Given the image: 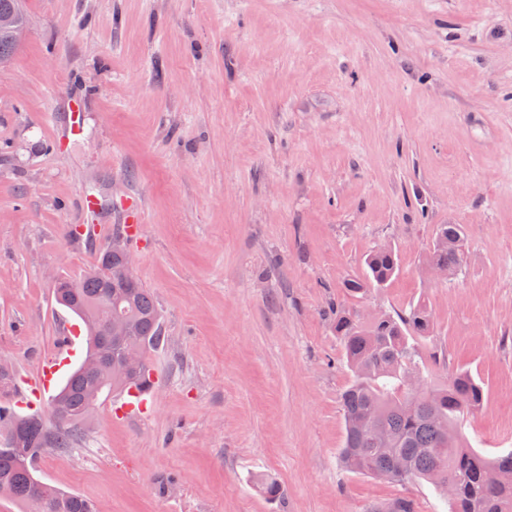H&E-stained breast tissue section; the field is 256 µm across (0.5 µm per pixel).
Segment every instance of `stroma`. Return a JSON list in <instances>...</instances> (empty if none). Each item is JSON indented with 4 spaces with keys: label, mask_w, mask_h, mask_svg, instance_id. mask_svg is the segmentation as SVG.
Returning <instances> with one entry per match:
<instances>
[{
    "label": "stroma",
    "mask_w": 512,
    "mask_h": 512,
    "mask_svg": "<svg viewBox=\"0 0 512 512\" xmlns=\"http://www.w3.org/2000/svg\"><path fill=\"white\" fill-rule=\"evenodd\" d=\"M0 69V365L36 375L115 218L167 338L126 415L102 395L40 478L98 512H448L425 482L342 469L335 308L432 309V384L484 388L465 433L512 448V0H25ZM80 102L78 134L62 123ZM103 199L99 210L86 196ZM462 225L463 268L422 263ZM392 246L399 272L352 298ZM276 477L283 499L253 487ZM363 275L348 279L344 288L352 296L361 297L373 288H382L397 273L399 261L394 249L379 247L371 250L363 259Z\"/></svg>",
    "instance_id": "obj_1"
}]
</instances>
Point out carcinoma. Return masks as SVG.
<instances>
[{"label":"carcinoma","mask_w":512,"mask_h":512,"mask_svg":"<svg viewBox=\"0 0 512 512\" xmlns=\"http://www.w3.org/2000/svg\"><path fill=\"white\" fill-rule=\"evenodd\" d=\"M24 0H0V16L11 15L25 25ZM465 235L459 224H438L432 245L423 256L428 269L462 267ZM118 255L102 250L98 268L67 287L55 289L56 302L76 315L87 333L84 362L68 375L52 395L51 410L59 417L46 424L38 412L20 413L0 405V496L31 512L38 498L41 512H95L94 505L75 493L42 481L37 462L51 448L66 452L77 442L86 421L105 392H128L143 386L151 367L150 354L164 341L159 308L152 293L136 279L123 292L130 324L126 337L139 349L143 363L129 369L112 363V337L106 326L114 304L111 279L101 267ZM363 275L347 280L346 291L365 296L381 288L397 273L395 250H371L363 259ZM433 313L420 301L402 312L364 318L354 308H338L333 318L336 338L351 372L341 396L345 421L340 461L349 472L396 483L424 480L448 499L450 512H512V448L489 459L470 445L464 422L483 405V390L467 372H455L448 382L434 386L424 376L425 364L416 338L431 335ZM408 372L422 376L423 385L411 392L404 383ZM503 480L490 484L487 473ZM255 485L269 500L283 495L280 482L259 475ZM373 512H415L407 498H397Z\"/></svg>","instance_id":"obj_1"}]
</instances>
